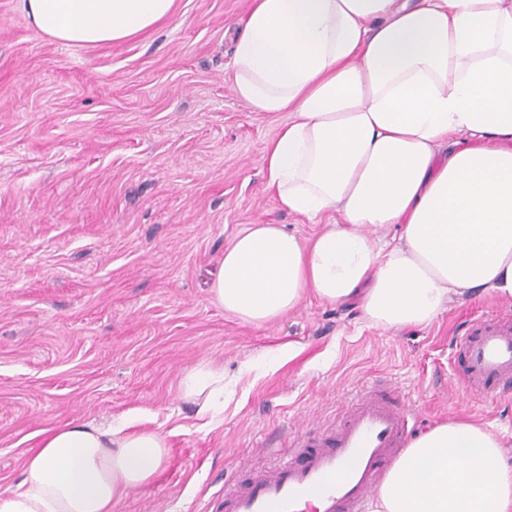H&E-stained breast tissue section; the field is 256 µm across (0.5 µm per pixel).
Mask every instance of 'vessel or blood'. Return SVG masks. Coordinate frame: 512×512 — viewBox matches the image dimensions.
Segmentation results:
<instances>
[{
  "label": "vessel or blood",
  "mask_w": 512,
  "mask_h": 512,
  "mask_svg": "<svg viewBox=\"0 0 512 512\" xmlns=\"http://www.w3.org/2000/svg\"><path fill=\"white\" fill-rule=\"evenodd\" d=\"M456 346L465 360V392L480 396L490 381L512 379V316L477 323ZM415 424L410 406L386 392L366 391L336 428L225 486L223 512H370Z\"/></svg>",
  "instance_id": "obj_1"
}]
</instances>
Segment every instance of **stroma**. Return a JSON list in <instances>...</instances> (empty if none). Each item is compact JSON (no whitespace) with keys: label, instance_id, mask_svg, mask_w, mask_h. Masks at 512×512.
Listing matches in <instances>:
<instances>
[{"label":"stroma","instance_id":"1","mask_svg":"<svg viewBox=\"0 0 512 512\" xmlns=\"http://www.w3.org/2000/svg\"><path fill=\"white\" fill-rule=\"evenodd\" d=\"M251 4L174 0L136 38L67 46L20 0H0V490L19 488L36 432L139 414L170 455L112 512H219L225 482L335 427L372 384L399 387L420 431L462 418L512 460V381L466 394L453 355L456 336L512 315V301L476 293L403 329L311 294L263 325L213 302L238 232L318 230L267 187L263 149L287 113L255 111L231 88ZM200 365L224 374L210 426L180 389Z\"/></svg>","mask_w":512,"mask_h":512}]
</instances>
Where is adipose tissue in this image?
I'll return each instance as SVG.
<instances>
[{"label":"adipose tissue","mask_w":512,"mask_h":512,"mask_svg":"<svg viewBox=\"0 0 512 512\" xmlns=\"http://www.w3.org/2000/svg\"><path fill=\"white\" fill-rule=\"evenodd\" d=\"M173 4L22 0L76 45L127 41ZM230 79L255 111L289 115L263 156L280 206L337 218L305 242L277 224L240 232L211 283L225 312L265 324L310 293L406 328L478 290L512 299V0H254ZM392 224L397 243L378 244ZM182 394L215 416L224 376L199 367ZM168 453L126 418L44 430L0 512H112ZM371 512H512V465L484 427L443 423L410 441Z\"/></svg>","instance_id":"ef3b65f1"}]
</instances>
